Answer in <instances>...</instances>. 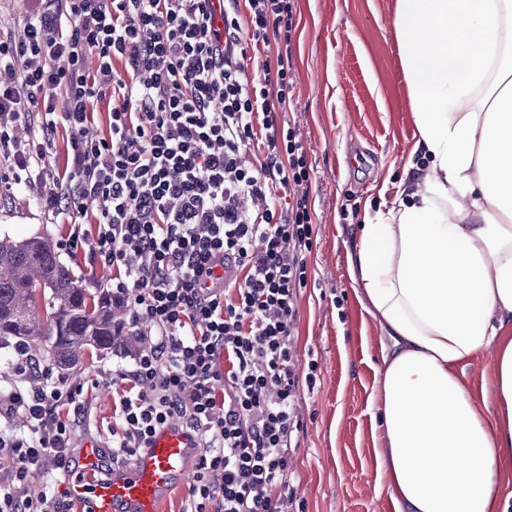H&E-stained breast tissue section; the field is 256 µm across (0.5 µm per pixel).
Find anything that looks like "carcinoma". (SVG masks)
Here are the masks:
<instances>
[{
    "label": "carcinoma",
    "instance_id": "1",
    "mask_svg": "<svg viewBox=\"0 0 512 512\" xmlns=\"http://www.w3.org/2000/svg\"><path fill=\"white\" fill-rule=\"evenodd\" d=\"M118 319L112 293L89 296L49 237L0 238V338L14 336L25 345L43 341L50 365L70 371L92 349L104 354L132 343L134 337L116 333Z\"/></svg>",
    "mask_w": 512,
    "mask_h": 512
}]
</instances>
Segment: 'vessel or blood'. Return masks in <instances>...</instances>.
Returning <instances> with one entry per match:
<instances>
[{"label": "vessel or blood", "instance_id": "b4317fda", "mask_svg": "<svg viewBox=\"0 0 512 512\" xmlns=\"http://www.w3.org/2000/svg\"><path fill=\"white\" fill-rule=\"evenodd\" d=\"M194 452L186 431L168 425L133 462L100 480L75 481L71 493L83 512H158L188 470Z\"/></svg>", "mask_w": 512, "mask_h": 512}]
</instances>
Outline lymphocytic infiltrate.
Listing matches in <instances>:
<instances>
[{"instance_id":"f902f5d3","label":"lymphocytic infiltrate","mask_w":512,"mask_h":512,"mask_svg":"<svg viewBox=\"0 0 512 512\" xmlns=\"http://www.w3.org/2000/svg\"><path fill=\"white\" fill-rule=\"evenodd\" d=\"M28 2L23 38L0 39V72L13 77L0 83V193L40 183L43 210L73 226L65 248L115 272L118 328L141 344L132 369L115 372L128 389L113 462L177 420L202 449L183 512H296L288 452L317 366L300 372L294 352L313 246L310 167L286 119L295 0H221L220 16L212 0ZM270 43L275 57L251 74L247 46ZM101 104L104 136L90 132ZM60 129L70 152L50 168ZM93 202L89 238L77 224ZM15 351L36 386L0 404L7 417L24 411L30 430H0V512H70L26 483L46 460L65 464L72 428L60 409L81 408V391L24 344Z\"/></svg>"}]
</instances>
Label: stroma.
Here are the masks:
<instances>
[{"label":"stroma","mask_w":512,"mask_h":512,"mask_svg":"<svg viewBox=\"0 0 512 512\" xmlns=\"http://www.w3.org/2000/svg\"><path fill=\"white\" fill-rule=\"evenodd\" d=\"M291 50L295 87L287 118L312 169L313 247L308 283L298 298L295 346L300 367L317 364L313 389L302 390L303 429L291 452L292 479L303 512H395L377 478L372 394L382 331L355 295L346 244L359 224L395 201L418 139L393 31L396 0H297ZM0 229L24 239L67 238L66 216L45 212L37 189L19 186L0 199ZM62 261L89 294L112 288V270L80 252ZM493 353L459 371L476 397L495 400ZM131 352L85 356L66 384L82 388L65 467L55 461L30 477L36 495L67 496L83 472V445L98 443L99 477L112 470V427L125 389L115 367L131 368Z\"/></svg>","instance_id":"35a3bbf8"}]
</instances>
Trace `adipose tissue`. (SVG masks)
<instances>
[{"instance_id":"obj_1","label":"adipose tissue","mask_w":512,"mask_h":512,"mask_svg":"<svg viewBox=\"0 0 512 512\" xmlns=\"http://www.w3.org/2000/svg\"><path fill=\"white\" fill-rule=\"evenodd\" d=\"M419 139L349 276L382 328L378 479L395 512H512V0H397ZM496 347L498 413L458 375Z\"/></svg>"}]
</instances>
